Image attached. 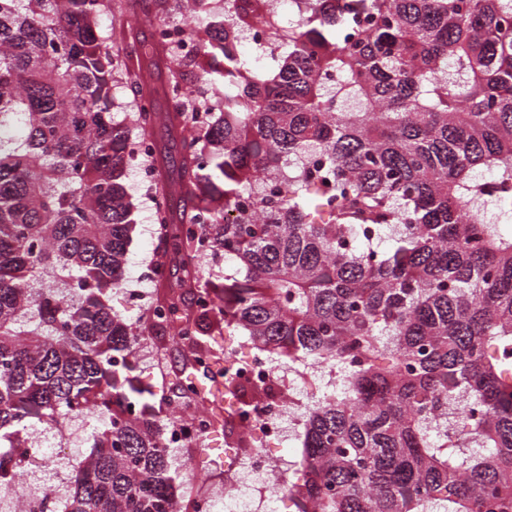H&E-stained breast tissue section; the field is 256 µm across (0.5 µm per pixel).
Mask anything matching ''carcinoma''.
Instances as JSON below:
<instances>
[{
	"label": "carcinoma",
	"instance_id": "1",
	"mask_svg": "<svg viewBox=\"0 0 512 512\" xmlns=\"http://www.w3.org/2000/svg\"><path fill=\"white\" fill-rule=\"evenodd\" d=\"M188 0L167 94L183 142L179 223L160 239L180 287L211 297L163 324L108 304L135 233L128 170L151 100L112 111L138 73L97 37L121 0H0V505L176 510L168 420L134 372L141 336L240 330L314 391L298 435L295 512H512V0ZM262 71L236 43L258 26ZM224 56L204 80L187 70ZM205 183L209 198L192 187ZM237 265L217 288L200 261ZM183 391L252 403L226 367ZM101 424L65 493L24 481L28 424Z\"/></svg>",
	"mask_w": 512,
	"mask_h": 512
}]
</instances>
